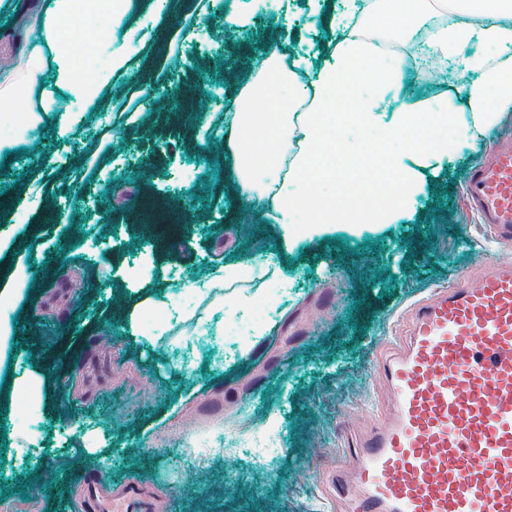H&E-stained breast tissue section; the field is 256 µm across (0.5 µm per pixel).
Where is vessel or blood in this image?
I'll return each mask as SVG.
<instances>
[{"instance_id": "1", "label": "vessel or blood", "mask_w": 512, "mask_h": 512, "mask_svg": "<svg viewBox=\"0 0 512 512\" xmlns=\"http://www.w3.org/2000/svg\"><path fill=\"white\" fill-rule=\"evenodd\" d=\"M462 191L494 244H512V135ZM378 376L387 415L332 482L349 512H512V265L417 302Z\"/></svg>"}]
</instances>
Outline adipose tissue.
<instances>
[{"instance_id":"ef3b65f1","label":"adipose tissue","mask_w":512,"mask_h":512,"mask_svg":"<svg viewBox=\"0 0 512 512\" xmlns=\"http://www.w3.org/2000/svg\"><path fill=\"white\" fill-rule=\"evenodd\" d=\"M132 0H42L31 17L33 37L21 67L0 69V127L37 122L52 111L45 88L55 84L86 111L112 90L113 69L138 55L140 40L112 32L128 15ZM430 0H372L371 39L344 35L345 14L328 28L341 32L335 58L303 87L276 50L251 72L237 92V137L233 158L240 198L274 222L289 219L304 238L321 236L336 224H397L423 195L428 175L454 157L461 145H477L512 119V0H460L457 22L434 27L429 40L437 57L468 52L472 37L482 51L469 54L481 76L466 99L448 95L389 110L403 77L398 61L377 47L392 31L424 21ZM286 91L301 111L266 112L271 88ZM353 109H339V96ZM263 265H227L198 284L202 309L196 329L210 323L224 291L263 279Z\"/></svg>"}]
</instances>
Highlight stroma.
I'll list each match as a JSON object with an SVG mask.
<instances>
[{
	"label": "stroma",
	"instance_id": "obj_1",
	"mask_svg": "<svg viewBox=\"0 0 512 512\" xmlns=\"http://www.w3.org/2000/svg\"><path fill=\"white\" fill-rule=\"evenodd\" d=\"M174 8L162 14L152 0H134L125 23L146 38L132 73L114 72L111 95L86 112L54 90L56 110L0 160V171L21 178L0 198V291L16 292L20 327L49 326L37 350L0 363V512H90L85 480L95 471L103 495L117 502L137 490L153 512H341L332 473L388 408L376 366L399 347L411 305L476 277L488 256L512 262V246L487 254L488 234L462 204L463 177L485 142L440 167L410 220L339 224L314 240L293 238L290 225L224 190L238 110L224 79L229 47L270 30L308 84L327 59L326 16H368L370 0ZM239 12L251 27L227 26L224 15ZM423 46L413 30L387 44L408 72L402 101L477 82L462 55L429 74ZM187 83L201 96L186 126L145 140ZM46 127L54 138L43 137ZM143 194L194 208L190 232L168 255L126 219ZM47 202L59 212L52 223L41 217ZM254 260L274 262V275L249 301L226 302L207 330L175 336L171 321L146 317L130 332L123 305L132 292L178 316L219 264ZM258 325L266 332L257 337ZM53 370L64 379L50 378ZM34 371L49 376L38 405L11 400L13 380ZM242 404L249 420L235 415ZM50 474L64 494L30 491Z\"/></svg>",
	"mask_w": 512,
	"mask_h": 512
}]
</instances>
